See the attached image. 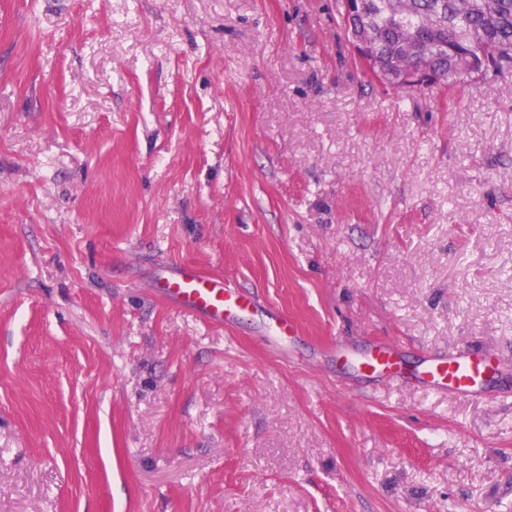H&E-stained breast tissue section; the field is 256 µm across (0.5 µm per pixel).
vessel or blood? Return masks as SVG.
<instances>
[{
  "instance_id": "1",
  "label": "vessel or blood",
  "mask_w": 512,
  "mask_h": 512,
  "mask_svg": "<svg viewBox=\"0 0 512 512\" xmlns=\"http://www.w3.org/2000/svg\"><path fill=\"white\" fill-rule=\"evenodd\" d=\"M160 283L165 299L199 312L217 324L233 323L259 309L252 295L193 265L163 272ZM267 319L273 341L295 336L296 327L288 316L271 312ZM335 357L340 366L350 368L360 377L405 379L466 399L485 396L499 377L495 353L486 348L459 347L448 355H427L412 363L400 344L380 340L358 353L336 350Z\"/></svg>"
}]
</instances>
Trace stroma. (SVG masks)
<instances>
[{"instance_id": "obj_1", "label": "stroma", "mask_w": 512, "mask_h": 512, "mask_svg": "<svg viewBox=\"0 0 512 512\" xmlns=\"http://www.w3.org/2000/svg\"><path fill=\"white\" fill-rule=\"evenodd\" d=\"M379 339L507 395L324 351ZM0 512H512V68L392 88L340 0H0ZM351 40L357 56L366 69L371 73L373 68L378 70L381 62L376 55L373 42L362 33L351 32ZM160 283L165 299L199 312L216 324L227 325L259 310L252 295L193 265L163 272ZM269 321V334L268 336L276 344L280 341H287L296 335V327L293 321L286 315L268 313L266 315ZM332 353L336 363L358 377L405 379L459 398L485 396L497 386L499 377L495 352L486 348L459 347L448 356L427 355L413 364L401 345L391 340L373 342L359 353L338 346Z\"/></svg>"}]
</instances>
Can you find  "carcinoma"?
<instances>
[{
	"label": "carcinoma",
	"mask_w": 512,
	"mask_h": 512,
	"mask_svg": "<svg viewBox=\"0 0 512 512\" xmlns=\"http://www.w3.org/2000/svg\"><path fill=\"white\" fill-rule=\"evenodd\" d=\"M361 11L345 18L346 26H362L376 38L385 69L380 81L394 88L393 76L416 64L404 46L417 44L450 90L466 84L452 60L451 46L498 53L479 75L486 79L512 66V0H411L401 11L396 0H361Z\"/></svg>",
	"instance_id": "obj_1"
}]
</instances>
